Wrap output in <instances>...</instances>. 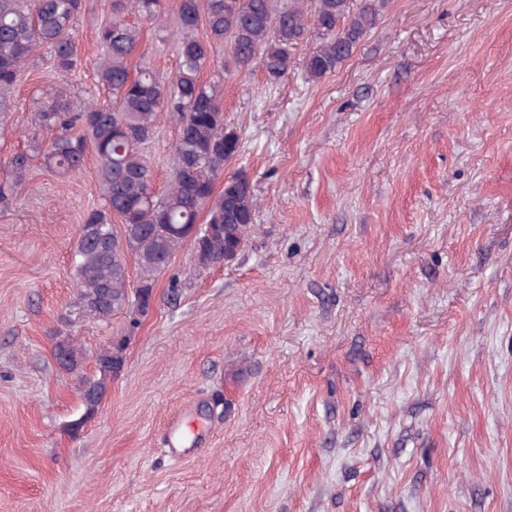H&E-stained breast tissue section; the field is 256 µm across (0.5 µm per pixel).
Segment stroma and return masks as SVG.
Segmentation results:
<instances>
[{
    "mask_svg": "<svg viewBox=\"0 0 512 512\" xmlns=\"http://www.w3.org/2000/svg\"><path fill=\"white\" fill-rule=\"evenodd\" d=\"M335 72L269 80L225 46L224 85L256 233L199 273L184 244L135 331L69 324L74 251L99 205L92 166L9 161L60 91L96 86L108 0L76 25L82 69L22 72L0 134V512H512V0H372ZM136 61L173 45L143 23ZM148 152L163 191L177 138ZM128 335L125 367L79 436L58 337Z\"/></svg>",
    "mask_w": 512,
    "mask_h": 512,
    "instance_id": "35a3bbf8",
    "label": "stroma"
}]
</instances>
